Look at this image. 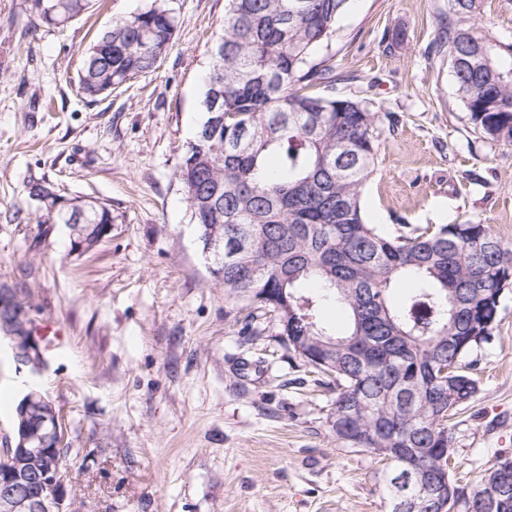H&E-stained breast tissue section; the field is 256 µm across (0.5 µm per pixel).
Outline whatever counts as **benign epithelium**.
<instances>
[{"mask_svg":"<svg viewBox=\"0 0 512 512\" xmlns=\"http://www.w3.org/2000/svg\"><path fill=\"white\" fill-rule=\"evenodd\" d=\"M9 307L11 319L0 324V335L9 341L18 369L39 372L44 365L30 310L17 302L13 291L0 290V308ZM14 429L21 447L9 448L7 465L0 468V512H78L68 496L61 472V449L65 428L60 411L47 398L37 400L36 392L22 399ZM401 485L415 484L420 494L435 496L442 508L461 502L463 492L448 482V470L418 474L411 470L396 480ZM27 485L29 490L19 491Z\"/></svg>","mask_w":512,"mask_h":512,"instance_id":"1","label":"benign epithelium"}]
</instances>
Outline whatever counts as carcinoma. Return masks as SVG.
<instances>
[{"mask_svg":"<svg viewBox=\"0 0 512 512\" xmlns=\"http://www.w3.org/2000/svg\"><path fill=\"white\" fill-rule=\"evenodd\" d=\"M92 0H26L34 20L57 26ZM482 0H448V26L432 53H448L456 92L484 138L512 143V43L479 27ZM353 0H226L221 48L210 57L204 121L178 177L208 252L214 285L242 304L251 328L261 317L288 337V351L332 378L336 440L389 463L384 491L396 512L394 473L450 468L448 421L478 393V352L494 338L504 294L512 291V246L485 224L415 227L403 218L387 233L366 220L362 191L375 171L382 116L335 95L336 74L316 54L336 35ZM157 5L103 29L85 53L82 93L95 99L152 69L176 30ZM112 46V57L97 55ZM319 86L323 93L307 89ZM93 245L112 210L74 201L56 212ZM413 288L393 304L400 281ZM348 316L342 328L323 308ZM384 448L402 449L387 454ZM465 484L461 512H489L497 464ZM405 492L408 512H437L432 498Z\"/></svg>","mask_w":512,"mask_h":512,"instance_id":"1","label":"carcinoma"}]
</instances>
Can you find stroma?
<instances>
[{
	"mask_svg": "<svg viewBox=\"0 0 512 512\" xmlns=\"http://www.w3.org/2000/svg\"><path fill=\"white\" fill-rule=\"evenodd\" d=\"M164 5L178 21L155 67L93 101L83 53L113 21ZM226 0H98L66 27H34L0 0V285L55 323L40 374L0 345V452L28 389L65 416L78 512H389L386 462L341 447L332 394L273 326L251 335L212 284L177 171L204 119L209 51ZM448 0H355L328 51L338 95L388 112L363 193L394 229L480 222L512 245V145L474 130L444 54ZM34 181L112 210V232L72 252L41 221ZM479 391L453 421L457 476L512 457V293L480 356Z\"/></svg>",
	"mask_w": 512,
	"mask_h": 512,
	"instance_id": "35a3bbf8",
	"label": "stroma"
}]
</instances>
